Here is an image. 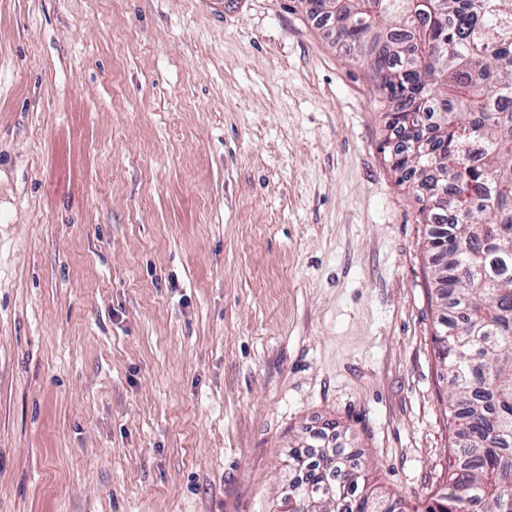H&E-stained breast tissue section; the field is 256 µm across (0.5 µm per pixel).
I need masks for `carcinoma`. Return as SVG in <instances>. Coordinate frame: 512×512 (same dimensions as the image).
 I'll list each match as a JSON object with an SVG mask.
<instances>
[{"label": "carcinoma", "instance_id": "1", "mask_svg": "<svg viewBox=\"0 0 512 512\" xmlns=\"http://www.w3.org/2000/svg\"><path fill=\"white\" fill-rule=\"evenodd\" d=\"M336 42L360 50L386 140L427 121L426 162L389 156L410 183L434 259L436 357L448 373L443 489L413 512H512V0H336ZM279 512H407L337 448L288 455Z\"/></svg>", "mask_w": 512, "mask_h": 512}]
</instances>
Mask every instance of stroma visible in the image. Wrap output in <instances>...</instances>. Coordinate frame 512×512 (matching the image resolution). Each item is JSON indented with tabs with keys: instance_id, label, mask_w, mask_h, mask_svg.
Listing matches in <instances>:
<instances>
[{
	"instance_id": "obj_1",
	"label": "stroma",
	"mask_w": 512,
	"mask_h": 512,
	"mask_svg": "<svg viewBox=\"0 0 512 512\" xmlns=\"http://www.w3.org/2000/svg\"><path fill=\"white\" fill-rule=\"evenodd\" d=\"M385 136L308 0H0V512H275L301 436L440 489Z\"/></svg>"
}]
</instances>
